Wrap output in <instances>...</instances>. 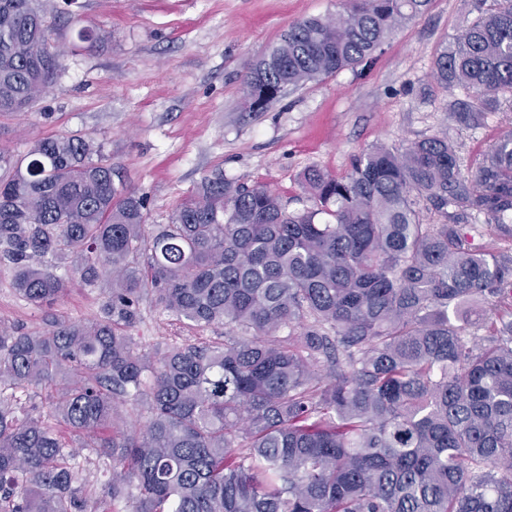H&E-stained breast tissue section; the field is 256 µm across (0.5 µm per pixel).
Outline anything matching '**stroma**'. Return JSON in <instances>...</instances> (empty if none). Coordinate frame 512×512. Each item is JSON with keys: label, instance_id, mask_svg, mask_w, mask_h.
Wrapping results in <instances>:
<instances>
[{"label": "stroma", "instance_id": "obj_1", "mask_svg": "<svg viewBox=\"0 0 512 512\" xmlns=\"http://www.w3.org/2000/svg\"><path fill=\"white\" fill-rule=\"evenodd\" d=\"M473 2L432 0L371 59L248 112L249 65L297 22L336 16L341 0H42L67 50L39 99L0 119V149L23 155L56 133L86 135L111 164L115 185L145 197L151 232L217 172L238 185L270 188L298 212L311 206L302 186L306 169L345 176L377 145L400 149L444 132L467 170L512 130L498 112L476 128L458 125L448 106L468 92L444 89L432 77L437 54L473 21ZM85 26L103 40L75 46ZM70 266L61 262L66 288L43 308L23 300L11 269L0 266V328L41 333L55 320L100 318L108 281L86 286L69 275ZM129 333L151 353L224 339L223 327L183 323L151 296ZM75 461L89 500L106 498L109 466L91 448L80 449Z\"/></svg>", "mask_w": 512, "mask_h": 512}]
</instances>
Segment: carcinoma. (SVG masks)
<instances>
[{
    "instance_id": "obj_1",
    "label": "carcinoma",
    "mask_w": 512,
    "mask_h": 512,
    "mask_svg": "<svg viewBox=\"0 0 512 512\" xmlns=\"http://www.w3.org/2000/svg\"><path fill=\"white\" fill-rule=\"evenodd\" d=\"M430 2L343 0L296 23L246 71L248 111L370 58ZM475 8L433 66L473 92L449 105L466 126L512 98V0ZM49 29L34 0H0V118L51 82ZM96 153L73 133L0 150L19 296L57 300V259L110 279L98 320L1 331L0 385L73 374L50 416L109 463L110 495L90 505L56 427L0 391V512H512V305L471 331L512 257L465 247L462 224L512 240V131L467 172L446 134L376 146L345 177L310 168L300 212L217 172L155 233ZM149 293L224 341L141 352L127 329Z\"/></svg>"
}]
</instances>
